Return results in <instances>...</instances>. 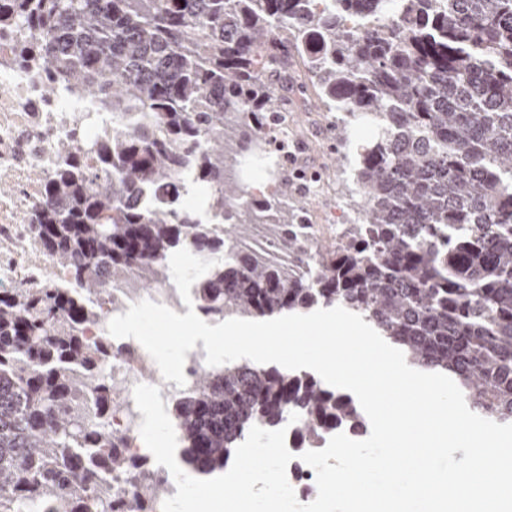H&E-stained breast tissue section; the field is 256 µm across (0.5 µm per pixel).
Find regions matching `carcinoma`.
I'll list each match as a JSON object with an SVG mask.
<instances>
[{"label":"carcinoma","instance_id":"1","mask_svg":"<svg viewBox=\"0 0 512 512\" xmlns=\"http://www.w3.org/2000/svg\"><path fill=\"white\" fill-rule=\"evenodd\" d=\"M24 61L53 66L120 130L58 149L31 216L67 277L0 289V512H96L94 487L136 466L100 418L115 390L86 328L108 284L156 287L178 249L224 253L195 283L219 319L342 306L409 366L452 378L474 413L512 423V0H0ZM339 140L366 124L354 223L323 248L275 187L246 197L225 147L261 149L288 48ZM201 189L207 216L180 204ZM300 415L301 445L366 432L361 406L313 375L251 361L203 368L172 403L185 466L224 470L254 425ZM146 483L122 512H146Z\"/></svg>","mask_w":512,"mask_h":512}]
</instances>
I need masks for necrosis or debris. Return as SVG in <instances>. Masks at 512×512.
Masks as SVG:
<instances>
[{
  "mask_svg": "<svg viewBox=\"0 0 512 512\" xmlns=\"http://www.w3.org/2000/svg\"><path fill=\"white\" fill-rule=\"evenodd\" d=\"M16 36L0 28V248H7L4 278L10 287L43 285L35 266V233L25 221L40 204L39 182L33 172H48L55 162L57 141L72 128H80L91 140L111 132L112 118L104 116L95 126H80L81 112L87 111L86 98L58 93V74L44 66L24 64L15 52ZM265 153L272 157L275 170H292L310 192L329 188V180L305 167L294 152L297 142L287 114H280L264 136ZM148 299L180 312L185 305L174 283L160 288L131 292L127 287L110 288L105 299L112 315L125 313L129 306ZM157 365L134 339H116L112 354L102 364V373L117 389L110 425L122 439L124 454L133 461H148V468L121 474L99 490L102 512H119L126 496L152 479L164 480L168 495H175V481L166 467L152 463L139 434L143 415L136 408L133 388L142 383L146 371Z\"/></svg>",
  "mask_w": 512,
  "mask_h": 512,
  "instance_id": "necrosis-or-debris-1",
  "label": "necrosis or debris"
}]
</instances>
